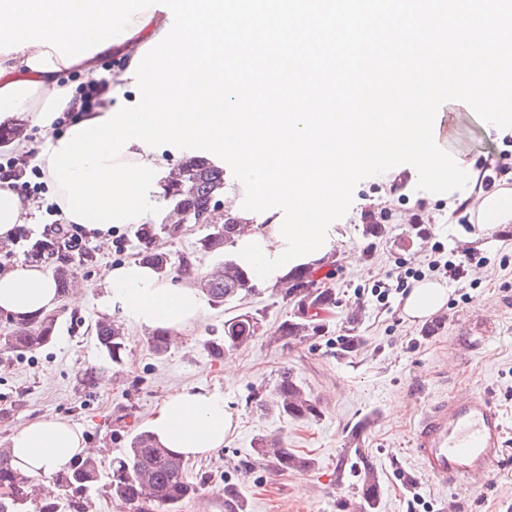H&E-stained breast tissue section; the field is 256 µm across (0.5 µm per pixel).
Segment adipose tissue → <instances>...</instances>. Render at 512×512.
I'll list each match as a JSON object with an SVG mask.
<instances>
[{"label": "adipose tissue", "instance_id": "1", "mask_svg": "<svg viewBox=\"0 0 512 512\" xmlns=\"http://www.w3.org/2000/svg\"><path fill=\"white\" fill-rule=\"evenodd\" d=\"M66 67L59 55L44 46L0 53V121L27 113L46 139L35 153L38 167L48 165L52 148L63 136L55 121L59 113L74 112L77 122L105 117L110 105L83 112L71 85L61 79ZM32 204L8 186L0 187V240L12 237L17 226L34 223ZM103 286L107 303L124 312L140 328L181 329L194 325L204 313L203 299L193 286L176 284L151 266L130 261L110 269ZM448 290L429 280L405 296L403 311L415 321L446 306ZM59 294L52 275L37 263H19L0 270V313L28 320L53 310ZM236 426L233 408L219 390L184 388L168 396L155 410L150 430L162 447L186 459L206 457L224 446ZM11 462L26 477L38 481L60 470L84 451L78 431L58 415H44L16 428L9 437Z\"/></svg>", "mask_w": 512, "mask_h": 512}]
</instances>
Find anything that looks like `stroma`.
Here are the masks:
<instances>
[{
  "label": "stroma",
  "mask_w": 512,
  "mask_h": 512,
  "mask_svg": "<svg viewBox=\"0 0 512 512\" xmlns=\"http://www.w3.org/2000/svg\"><path fill=\"white\" fill-rule=\"evenodd\" d=\"M442 148L474 179L501 155L512 154V128H491L455 101L448 106ZM29 182L35 187L29 199L38 219L18 227L13 254L6 260L10 266L25 262L26 241L41 237L45 225L57 221L48 187L34 176ZM417 182L415 167L401 164L356 185L328 260L340 304L326 317L320 336L287 347L271 343L269 336L291 308L279 290L261 285L232 308L206 306L194 326L178 331L164 356L154 355L146 330L101 303L106 269L133 260L139 249L133 226L88 238L98 264L75 273L83 306L61 302L50 345L26 353L0 352V448L18 426L57 414L77 427L88 452L110 448V455L100 459L106 473L131 436L147 429L168 395L188 387L217 389L236 412L238 425L223 448L188 460L189 471L204 483L181 512H224L228 482L238 486L247 512H345L356 495L351 485H337L336 463L352 429L365 418L371 425L360 445L381 479L380 512H501V502L512 501V444L486 485L475 490L425 479L415 486L402 478L413 465L411 427L437 399L472 389L500 406L512 426V223L476 233L469 228L470 210L418 189ZM369 217L382 224L380 236L365 234ZM454 248L476 256L477 262L467 278L449 286L444 322L433 334L405 316L402 294L378 300L379 282L405 270L418 281L441 280L428 264L447 260ZM356 309L361 312L356 332L364 343L346 352L340 338ZM235 310L262 314V329L227 357L212 356L207 343L222 335L225 319ZM103 317L125 331L122 364H113L97 345L94 325ZM89 369L94 379L88 385L82 376ZM286 369L317 403L315 420L256 413V400L271 398ZM259 435L282 437L287 447L314 458L315 469L282 474L256 463L252 444Z\"/></svg>",
  "instance_id": "obj_1"
}]
</instances>
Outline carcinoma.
Wrapping results in <instances>:
<instances>
[{
  "instance_id": "1",
  "label": "carcinoma",
  "mask_w": 512,
  "mask_h": 512,
  "mask_svg": "<svg viewBox=\"0 0 512 512\" xmlns=\"http://www.w3.org/2000/svg\"><path fill=\"white\" fill-rule=\"evenodd\" d=\"M224 192V168L205 160L191 159L182 164L180 177L167 183L165 197L168 210L158 224H140L136 233L139 250L136 257L166 275L175 272L186 279L197 280L212 305L222 307L242 294L255 291L256 285L232 260H224L218 275L201 276L194 263V254H222L241 231V225L227 223L224 219L208 225L209 231L198 238L194 250L178 256L158 248L156 242L162 235L175 238L182 225L197 215L216 208L215 198ZM28 255L34 256L52 269L56 288L66 294L75 265L92 266L94 255L87 248L75 251L60 236H43L32 243ZM334 279V271L315 278V270L298 268L288 276V288L283 299L291 307L290 315L279 322L270 340L288 345L297 340L313 338L324 329L322 315L338 307L339 299L333 288L322 283ZM262 320L254 312L238 314L224 321V336L207 343L209 352L217 357L229 352L255 337L251 322ZM12 329L0 335V351L23 352L41 348L53 342L56 320L46 315L39 320L15 322L6 318ZM359 312L350 314L348 335L341 338L343 348L357 349L362 338L356 335ZM174 332L159 329L147 338L152 352L164 355ZM95 336L99 348L114 363L123 361L126 338L120 325L101 318L95 324ZM256 411L262 415L274 414L283 419L313 420L320 415L316 403L303 394V389L292 370L279 375L273 387V400L255 401ZM370 424L365 419L351 434L352 447L336 463V482L348 477L355 478L358 506L354 512H378L381 498V482L365 449L358 447L359 438ZM254 460L278 472L303 473L314 467V460L284 445L281 438L261 435L252 448ZM101 477V466L93 456H87L65 466L57 475L53 489L46 492L37 506L38 512H85L87 493L94 489ZM15 488L11 498L0 497V512H27L30 498L29 480L14 469L7 452L0 450V486ZM202 478L193 476L180 456L161 447L152 434L145 430L131 437L128 448L112 463L108 474V492L112 501L128 507L132 512H179L185 502L195 498L201 490ZM225 512H246L247 502L236 485L224 488Z\"/></svg>"
}]
</instances>
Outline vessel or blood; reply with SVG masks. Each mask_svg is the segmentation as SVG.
<instances>
[{
    "label": "vessel or blood",
    "mask_w": 512,
    "mask_h": 512,
    "mask_svg": "<svg viewBox=\"0 0 512 512\" xmlns=\"http://www.w3.org/2000/svg\"><path fill=\"white\" fill-rule=\"evenodd\" d=\"M512 430L485 395L462 392L421 413L411 437L416 478L473 490L498 464Z\"/></svg>",
    "instance_id": "vessel-or-blood-1"
}]
</instances>
